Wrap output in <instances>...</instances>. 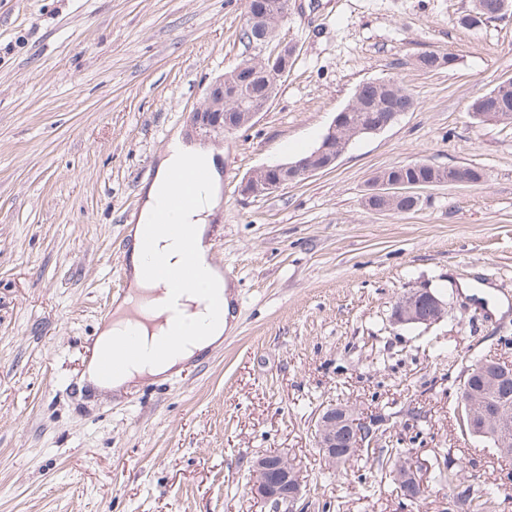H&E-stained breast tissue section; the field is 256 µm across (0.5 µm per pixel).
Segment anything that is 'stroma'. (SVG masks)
<instances>
[{"instance_id":"stroma-1","label":"stroma","mask_w":512,"mask_h":512,"mask_svg":"<svg viewBox=\"0 0 512 512\" xmlns=\"http://www.w3.org/2000/svg\"><path fill=\"white\" fill-rule=\"evenodd\" d=\"M473 0H291L277 42L294 63L254 126L212 135L224 215L212 255L234 296L222 344L125 395L81 391L88 340L123 288L126 236L157 157L212 81L245 54L246 0H0V512H268L260 454L290 456L309 512H452L499 488L512 456L458 426L465 355L512 363V123L469 106L512 80V12L462 25ZM426 53L451 56L419 69ZM415 107L351 140L332 169L265 197L254 170L319 143L365 81ZM417 160L483 180L419 189L407 214L369 210L377 172ZM429 290L432 326L394 302ZM350 404L430 481L406 501L372 451L330 475L314 422ZM444 302L428 290L411 291L396 301L393 319L399 325H425L430 327L445 316Z\"/></svg>"}]
</instances>
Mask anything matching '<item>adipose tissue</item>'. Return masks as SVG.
Wrapping results in <instances>:
<instances>
[{
  "instance_id": "adipose-tissue-1",
  "label": "adipose tissue",
  "mask_w": 512,
  "mask_h": 512,
  "mask_svg": "<svg viewBox=\"0 0 512 512\" xmlns=\"http://www.w3.org/2000/svg\"><path fill=\"white\" fill-rule=\"evenodd\" d=\"M199 167L207 170L208 182L198 191L194 203L171 214L168 200L173 191L175 172ZM222 161L214 151L199 143L185 142L181 134H174L162 153L152 180L141 187V206L138 224L129 228L130 244L127 267L132 273L130 293L118 304L109 326L100 333V348L112 344L127 334H135L142 345H150L157 336L165 332L167 309L164 291L160 283L144 279L141 266L148 254H163L172 273L182 272L188 252H195L200 263L197 286L198 293L188 294L185 307L190 313L192 335L163 357H151L130 366L123 377L106 384V391L116 394L128 391L145 375L162 376L174 371L194 358L203 346L199 337H207L209 344L219 342L227 326L229 312L203 306L204 296L221 298L226 296L227 284L219 266L212 264V224L222 211ZM192 225L194 240L185 243L168 235L166 225L170 220Z\"/></svg>"
}]
</instances>
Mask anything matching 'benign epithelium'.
<instances>
[{
	"label": "benign epithelium",
	"mask_w": 512,
	"mask_h": 512,
	"mask_svg": "<svg viewBox=\"0 0 512 512\" xmlns=\"http://www.w3.org/2000/svg\"><path fill=\"white\" fill-rule=\"evenodd\" d=\"M261 0H254L253 6L248 8L244 30L249 38V51L258 54L257 60H262L265 53V37L260 25L263 8ZM266 105H257L248 112L224 111V77L216 79L208 89L202 105L192 112L190 124L194 130L209 136L222 133L224 130H242L253 125L258 114ZM411 111V108H392L385 114V119L375 127L365 129L359 127L349 132L355 137L368 130L379 132L395 122L402 113ZM344 113H337L327 133L320 144L314 149L311 156L298 159L294 162L262 167L245 178L241 185V192L248 196L260 197L280 190L282 187L300 182L310 175L331 168L342 151L336 150V129L343 120ZM482 181V177L473 174L465 167H450L448 175L439 179L416 180L410 183L395 179L384 180L379 188L369 193V196H383L386 198H408L412 202H419L416 195L400 191L408 185L422 187L433 185H466ZM444 302L428 290L411 291L396 301L393 310V319L399 325H425L430 327L441 322L445 316ZM476 372L486 377L488 386L499 388V383L509 376L507 371H496V375L489 373L490 364L482 361L473 366ZM458 408L466 410L468 431L466 435L478 439H488L494 446L502 451L512 447V400L507 395H490L480 389L468 385L459 390L457 397ZM357 418L352 409L347 406L329 404L319 416L315 427V443L321 455L330 466L336 461L362 447L358 438H351V429ZM393 475L399 479L411 481V491L407 500L417 502L423 496L425 484L413 471L409 472L403 462L396 463ZM252 493L262 498L269 507L270 512H298V505L307 495V488L303 485L295 468L294 461L280 455L274 459L260 456L253 462Z\"/></svg>",
	"instance_id": "benign-epithelium-1"
}]
</instances>
